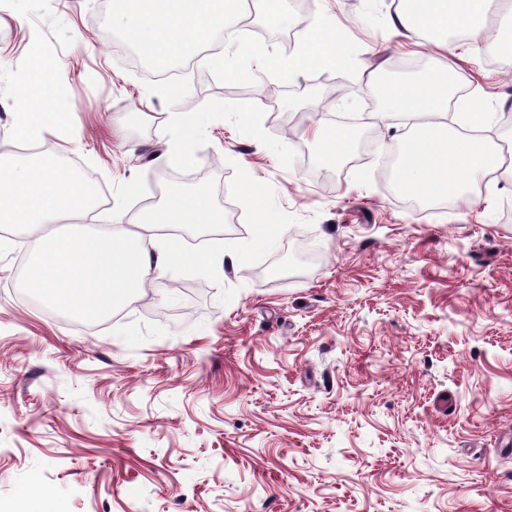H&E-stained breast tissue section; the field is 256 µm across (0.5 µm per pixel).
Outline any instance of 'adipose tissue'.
I'll return each instance as SVG.
<instances>
[{
  "instance_id": "obj_1",
  "label": "adipose tissue",
  "mask_w": 512,
  "mask_h": 512,
  "mask_svg": "<svg viewBox=\"0 0 512 512\" xmlns=\"http://www.w3.org/2000/svg\"><path fill=\"white\" fill-rule=\"evenodd\" d=\"M125 36L140 46L158 69L172 58L187 56L224 29L234 0H116ZM487 0H399L391 26L396 34L428 33L440 38L466 35L471 47L494 52L512 43V9L496 29L486 25ZM356 64L332 26L305 32L298 53L279 64L293 76L311 67L340 69ZM359 65V64H356ZM372 94L383 103L376 113L385 122L399 110L413 121L412 142L403 152L396 180L417 198L464 197L478 179L504 167L498 144L491 139L463 137L448 127V62L438 60L434 73L421 82L379 81L368 64L359 65ZM55 98L43 65H35L25 88L18 117L19 136L35 140L56 119ZM204 120L200 112H173L168 123L180 133L172 150L158 156L161 164L192 165L195 136ZM88 211L82 178L56 157L36 156L20 163L0 159V227L24 226L37 232L24 287L45 305L94 321L112 313L145 284L165 278L176 267L206 264L223 267L237 250L206 256L185 250L182 227L216 228L224 212L202 190L171 194L166 203L139 216L137 231L88 232L78 223ZM69 221L68 230L41 234L46 224ZM170 226L164 240H146V232Z\"/></svg>"
}]
</instances>
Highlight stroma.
Returning a JSON list of instances; mask_svg holds the SVG:
<instances>
[{
    "label": "stroma",
    "instance_id": "1",
    "mask_svg": "<svg viewBox=\"0 0 512 512\" xmlns=\"http://www.w3.org/2000/svg\"><path fill=\"white\" fill-rule=\"evenodd\" d=\"M397 0H310L352 54L394 80L435 59L396 35ZM113 0H0V156L67 160L103 197L83 226L131 227L175 191L205 190L222 227L183 232L195 252L236 247L216 273L184 266L93 323L27 303L20 268L36 237L0 238V512L43 491L56 512H512V178L476 204L412 205L383 158L406 119L374 125L358 70L322 119L318 80L253 71L239 93L201 54L161 77L128 42ZM263 37L265 0L235 18L223 50L285 54ZM48 62L64 123L15 136L34 54ZM419 56L415 67L404 58ZM448 79L480 92L485 131L512 149V50L448 39ZM278 91L264 102L268 84ZM183 97L170 93L171 87ZM206 115L192 166L145 151L178 139L170 113ZM261 113L263 137L245 115ZM355 122L345 161H321L313 130ZM261 186L254 201L244 181ZM273 215L285 230L254 248Z\"/></svg>",
    "mask_w": 512,
    "mask_h": 512
}]
</instances>
